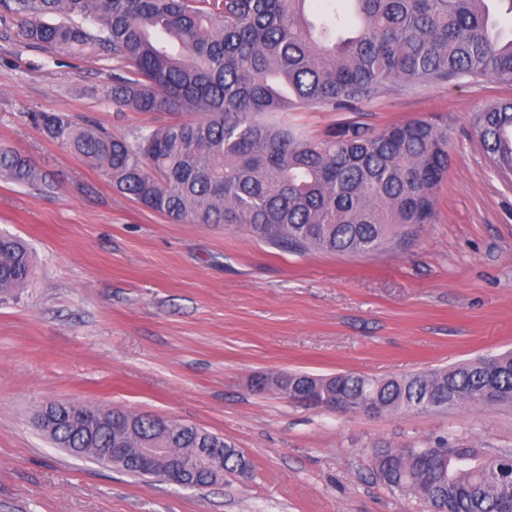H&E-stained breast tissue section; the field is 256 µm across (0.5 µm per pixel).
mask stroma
Wrapping results in <instances>:
<instances>
[{"mask_svg": "<svg viewBox=\"0 0 512 512\" xmlns=\"http://www.w3.org/2000/svg\"><path fill=\"white\" fill-rule=\"evenodd\" d=\"M111 74V60L0 30V143L46 177L0 181V232L36 252L26 286L0 296V512H424L376 479L373 449L445 438L512 450V407L369 416L252 386L289 371L402 377L512 350V178L471 124L512 85L397 81L353 111L285 113L312 140L347 121L448 126L434 223L383 252L342 255L171 223L30 122L63 113L122 134L164 121L115 111L98 94ZM52 401L179 419L223 436L251 469L201 489L127 475L55 447L36 423Z\"/></svg>", "mask_w": 512, "mask_h": 512, "instance_id": "35a3bbf8", "label": "stroma"}]
</instances>
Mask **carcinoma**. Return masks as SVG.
Segmentation results:
<instances>
[{"label":"carcinoma","instance_id":"1","mask_svg":"<svg viewBox=\"0 0 512 512\" xmlns=\"http://www.w3.org/2000/svg\"><path fill=\"white\" fill-rule=\"evenodd\" d=\"M308 0H0L15 41L113 61L100 88L116 111L171 119L112 135L66 115L31 121L112 177L122 195L175 224H239L298 252L369 255L415 225L432 223L434 190L448 171V125L425 117L384 131L351 121L313 141L274 115L350 108L393 81L492 76L512 83V37L497 30L488 0H352L359 20L333 8L319 18ZM474 128L497 171L512 174V101L484 106ZM0 179L45 181L32 161L0 145ZM35 273L32 252L0 233V295ZM310 383L319 403L359 412L448 411L488 393L512 404V351L443 370L374 379L355 372H290L276 386ZM44 433L59 448L224 449V473L249 469L224 438L123 409L58 402ZM373 473L428 512H512V455L467 443L372 452ZM120 470L157 476L129 456Z\"/></svg>","mask_w":512,"mask_h":512}]
</instances>
